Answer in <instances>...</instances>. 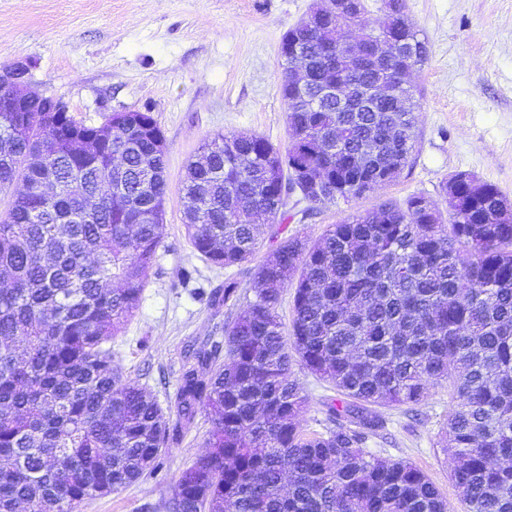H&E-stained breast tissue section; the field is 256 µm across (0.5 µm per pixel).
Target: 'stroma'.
<instances>
[{
    "label": "stroma",
    "mask_w": 512,
    "mask_h": 512,
    "mask_svg": "<svg viewBox=\"0 0 512 512\" xmlns=\"http://www.w3.org/2000/svg\"><path fill=\"white\" fill-rule=\"evenodd\" d=\"M315 0H0V66L29 63L31 90L60 99L88 125L112 113L151 110L167 143L168 195L163 235L139 308L112 341L125 377L168 406L183 367L197 352L223 344L230 315L208 293L225 279L240 284L242 301L254 284L246 267H211L187 235L180 189L189 158L215 135L256 134L288 145L287 108L279 92L282 37ZM426 63L408 83L418 105L419 138L396 181L350 200L313 206L282 225H261L257 257L297 235L315 243L332 224L381 202L414 194L440 199L451 176L471 173L512 200V0H406ZM306 403L305 433L334 421L340 393L293 364ZM453 386L430 388L417 405L378 407L383 428L368 450L422 470L452 512H464L452 482L444 426ZM206 412L180 429L157 474L88 501L82 512H164L183 469L208 449Z\"/></svg>",
    "instance_id": "1"
}]
</instances>
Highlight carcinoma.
Wrapping results in <instances>:
<instances>
[{
    "mask_svg": "<svg viewBox=\"0 0 512 512\" xmlns=\"http://www.w3.org/2000/svg\"><path fill=\"white\" fill-rule=\"evenodd\" d=\"M349 15L282 39L281 72L299 46L304 90L280 83L285 150L266 138L218 135L187 166L182 187L194 250L215 266L252 261L255 218L291 219L288 197L319 179L309 203L391 183L418 138L411 88L400 75L428 49L403 0L366 42L388 31L384 54L336 50ZM340 82L349 108L324 96ZM392 90L368 96L377 83ZM0 112V512H81L86 502L154 473L178 426L199 410L209 450L181 472L165 512H448L429 478L407 461L367 450L384 426L373 405H418L453 378L446 449L466 512H512V210L497 186L470 173L442 186L446 211L427 196L385 202L332 225L313 245L290 237L250 273L258 288L224 329L219 348L187 367L173 403L125 377L112 338L137 310L162 241L168 191L160 130L146 112L112 133L52 112ZM111 193H99L103 182ZM101 194L92 212L84 198ZM467 253L462 257L461 253ZM294 289L287 343L277 312ZM240 283L212 298L236 304ZM346 398L336 426L307 436L293 361Z\"/></svg>",
    "mask_w": 512,
    "mask_h": 512,
    "instance_id": "cac0c4a2",
    "label": "carcinoma"
}]
</instances>
